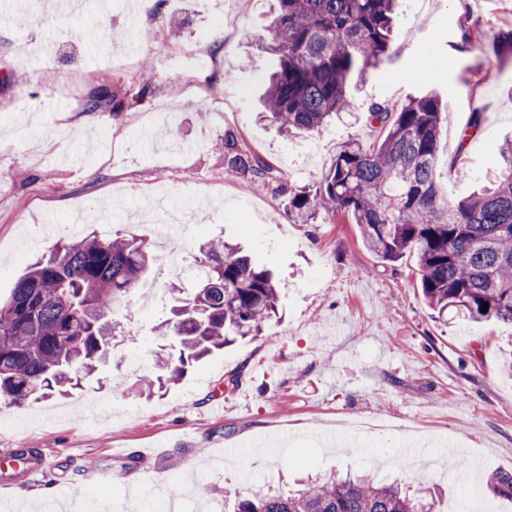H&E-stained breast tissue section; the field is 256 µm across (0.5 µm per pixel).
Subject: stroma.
Segmentation results:
<instances>
[{"instance_id": "1", "label": "stroma", "mask_w": 512, "mask_h": 512, "mask_svg": "<svg viewBox=\"0 0 512 512\" xmlns=\"http://www.w3.org/2000/svg\"><path fill=\"white\" fill-rule=\"evenodd\" d=\"M125 0L89 6L66 21L92 28L131 49L95 54L77 38L55 51L46 41L59 21L0 25V300L27 265L58 239L153 236L157 215L144 204L158 193L188 213L178 238L154 242L157 257L112 321L116 344L80 388L22 408L0 406V449L53 453L52 473L19 475L0 488V512L19 496L28 512L66 508L77 494L91 508L167 512L151 479L128 469L137 449H156L167 485L186 482L183 512H224L225 495L285 487L304 474L367 470L435 492L436 512H512V497L494 492L512 476V324L435 319L418 286L417 256L382 262L346 216L300 217L275 185L225 171L217 144L240 135L296 188L315 190L339 146L373 143L380 132L368 108L399 109L437 93L448 108L435 167L458 197L484 185L497 167V146L512 132V47L485 50L512 26V0H397L387 57L354 81L353 112L313 134L289 136L259 121L275 58L255 40L276 0ZM470 40H463V32ZM205 47L223 79L187 70L190 50ZM152 65L144 74L143 62ZM207 109L188 108V85ZM107 86L137 102L107 115L83 110L89 91ZM481 123L469 141L473 112ZM221 236L273 269L280 314L263 336L226 347L162 392L141 389L167 343L156 325L171 285L192 293L199 280L181 274L200 246ZM237 399L215 418V393ZM237 446L234 458L211 457L215 442ZM425 442L427 456L402 458L405 444ZM476 463L466 480L449 476L455 446ZM111 474L103 488L82 484L81 471ZM208 485L212 494L199 495Z\"/></svg>"}]
</instances>
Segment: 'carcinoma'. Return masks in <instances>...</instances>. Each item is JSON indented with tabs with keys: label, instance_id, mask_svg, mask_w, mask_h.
I'll use <instances>...</instances> for the list:
<instances>
[{
	"label": "carcinoma",
	"instance_id": "carcinoma-1",
	"mask_svg": "<svg viewBox=\"0 0 512 512\" xmlns=\"http://www.w3.org/2000/svg\"><path fill=\"white\" fill-rule=\"evenodd\" d=\"M397 0H277L275 16L256 35L277 57L265 93V118L282 132H317L354 109V79L387 56ZM512 46V28L486 44ZM127 98L92 88L86 109L116 115ZM383 129L373 144L344 143L314 193L298 191L233 131L219 145L224 169L288 195L299 214H342L358 225L364 246L385 263L418 257L423 301L437 318L453 310L474 323H512V138L498 145L494 187L452 198L434 173L447 113L434 94L398 111L371 108ZM199 288L179 298L159 330L171 352L167 378L144 379L148 390L176 381L206 356L263 333L277 316L280 289L272 272L221 239L200 248ZM154 254L143 236L57 241L0 301V405L21 408L81 385L112 348V311L147 274ZM487 310H482L483 305ZM424 492L361 474L311 480L286 493L224 498V512H433Z\"/></svg>",
	"mask_w": 512,
	"mask_h": 512
}]
</instances>
